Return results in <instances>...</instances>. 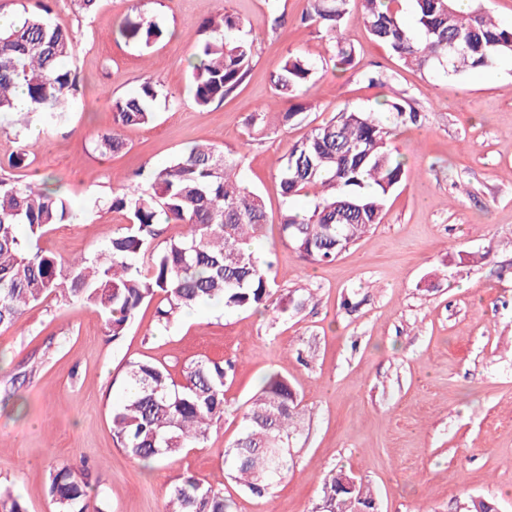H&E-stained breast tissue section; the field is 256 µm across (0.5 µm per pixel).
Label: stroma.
<instances>
[{"label": "stroma", "mask_w": 512, "mask_h": 512, "mask_svg": "<svg viewBox=\"0 0 512 512\" xmlns=\"http://www.w3.org/2000/svg\"><path fill=\"white\" fill-rule=\"evenodd\" d=\"M306 4L279 0L273 11L267 0H100L80 14L71 0H53V22L78 36L71 65L80 91L67 120L0 116V175L51 177L81 215L51 227L39 247L65 260L95 255L127 222L106 205L113 188L188 145L211 144L241 156L239 180L266 204L252 248L271 259L277 298L301 288L306 301L285 317L206 308L165 330L149 304L115 342L89 310L50 296L1 326L0 488L28 512H57L50 476L81 458L103 481L106 512H164L171 486L187 475L223 490L232 512H316L325 478L340 469L373 489L375 512H459L471 496L512 512V61L455 78L400 66L354 8L341 31L355 62L338 72L328 64L331 44L300 22ZM134 9L164 31L145 50L114 34ZM225 10L240 18L255 57L235 91L202 108L188 61L203 20ZM291 54L321 65L306 110L285 126L272 112L250 125L273 101L271 76ZM380 69L396 73L393 87L362 80ZM149 76L168 102L157 103L152 123L125 129L122 151L101 155L112 99ZM398 92L422 122L391 137L405 177L384 223L335 260L305 263L281 243L277 174L288 144L343 109L368 110ZM22 149L29 169L10 168ZM200 359L233 366L223 419L204 447L143 467L117 446L110 421L127 363L147 360L178 379ZM273 373L300 397L301 423L292 468L259 499L230 478L224 450Z\"/></svg>", "instance_id": "obj_1"}]
</instances>
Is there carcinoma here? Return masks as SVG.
<instances>
[{"instance_id": "1", "label": "carcinoma", "mask_w": 512, "mask_h": 512, "mask_svg": "<svg viewBox=\"0 0 512 512\" xmlns=\"http://www.w3.org/2000/svg\"><path fill=\"white\" fill-rule=\"evenodd\" d=\"M50 0H33L21 17L0 30V112L17 111L24 89L29 106L48 125L67 118L66 96L78 91L70 67L77 46L74 32L50 19ZM351 0H307L305 19L333 43L334 67L343 71L354 51L341 25ZM415 28L405 24L401 0H359L372 39L385 45L405 66L447 77L486 69L512 56V26L493 20L481 0L462 10L456 0H409ZM239 17L224 11L203 23L205 38L189 61L196 104L206 108L235 90L250 69L254 41L241 34ZM117 33L147 48L161 37L145 15L127 16ZM318 67L299 54L288 55L274 80L278 101L291 104L279 113L287 125L303 110ZM161 95L147 77L130 96L112 100L115 127L100 135L97 149L106 155L124 147L122 130L148 124ZM390 112L396 124L417 122V110L405 96L386 100L374 111H342L291 145L279 172L284 198L282 244L307 263L332 261L375 225L384 223L386 200L404 176V163L389 147L392 130L382 120ZM233 154L215 146L192 145L170 162L147 172L144 183L130 181L112 192L108 209L124 211L125 231L92 257L62 261L32 246L21 235L39 237L56 224L79 219L66 198L48 181L0 177V325H11L27 307L56 295L77 302L104 322L112 339L125 335L140 307L160 298L157 324L169 327L181 313L207 302L232 311L298 310L304 298L282 304L268 276L271 263L249 242L267 223L263 198L237 179ZM311 198L303 212L296 197ZM186 231L163 248L154 245L162 224ZM224 362L199 360L177 382L169 371L148 361H131L122 380L123 400L112 409L117 445L141 462L171 460L186 448H199L212 423L224 416ZM297 393L277 374L264 379L244 414V429L225 450L229 475L244 490L262 497L293 465L288 442L299 423ZM346 473H331L323 483L318 512H354L373 508V491L357 483L348 488ZM100 481L83 460L56 468L49 495L57 512H103L94 501ZM0 512H26L23 503L0 491ZM165 512H229L224 492L192 476L171 487Z\"/></svg>"}]
</instances>
